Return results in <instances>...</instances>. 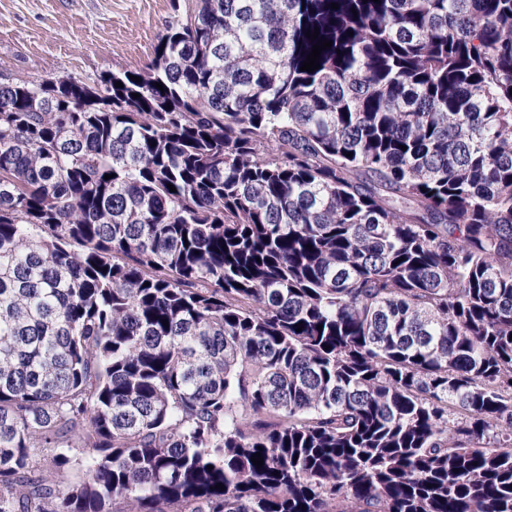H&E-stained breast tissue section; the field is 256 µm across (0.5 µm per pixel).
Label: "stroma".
I'll return each mask as SVG.
<instances>
[{
    "instance_id": "1",
    "label": "stroma",
    "mask_w": 512,
    "mask_h": 512,
    "mask_svg": "<svg viewBox=\"0 0 512 512\" xmlns=\"http://www.w3.org/2000/svg\"><path fill=\"white\" fill-rule=\"evenodd\" d=\"M176 1L0 0V81L146 69Z\"/></svg>"
}]
</instances>
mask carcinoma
<instances>
[{
	"label": "carcinoma",
	"instance_id": "obj_1",
	"mask_svg": "<svg viewBox=\"0 0 512 512\" xmlns=\"http://www.w3.org/2000/svg\"><path fill=\"white\" fill-rule=\"evenodd\" d=\"M179 9L0 82V512H512V0Z\"/></svg>",
	"mask_w": 512,
	"mask_h": 512
}]
</instances>
